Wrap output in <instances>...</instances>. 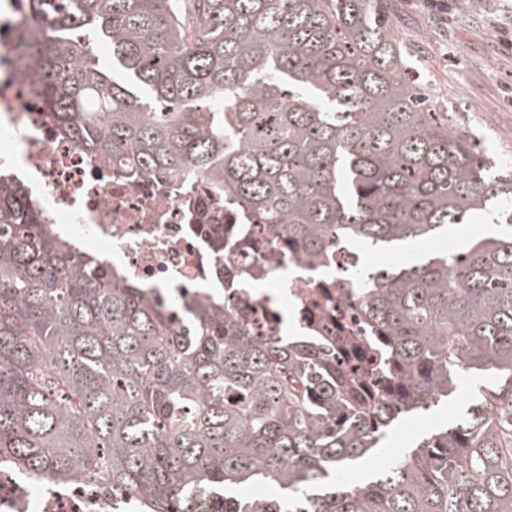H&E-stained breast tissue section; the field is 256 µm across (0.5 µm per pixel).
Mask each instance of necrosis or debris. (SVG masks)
<instances>
[{
  "mask_svg": "<svg viewBox=\"0 0 512 512\" xmlns=\"http://www.w3.org/2000/svg\"><path fill=\"white\" fill-rule=\"evenodd\" d=\"M33 22L23 0H0V181L25 189L48 232L140 285L174 323L206 306L262 338L300 339L349 369L384 370L385 348L361 310L354 248L337 252L325 273L288 249H242L237 264L264 275L265 287H244L231 274L212 279L216 258L198 229L202 196L180 180L124 176L59 132L37 65L20 47ZM100 485L95 476L46 481L0 454V512H112Z\"/></svg>",
  "mask_w": 512,
  "mask_h": 512,
  "instance_id": "4bbe7bcc",
  "label": "necrosis or debris"
}]
</instances>
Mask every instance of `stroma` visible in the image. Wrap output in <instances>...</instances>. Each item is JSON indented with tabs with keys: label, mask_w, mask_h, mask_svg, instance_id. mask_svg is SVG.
<instances>
[{
	"label": "stroma",
	"mask_w": 512,
	"mask_h": 512,
	"mask_svg": "<svg viewBox=\"0 0 512 512\" xmlns=\"http://www.w3.org/2000/svg\"><path fill=\"white\" fill-rule=\"evenodd\" d=\"M388 7L421 91L438 99L455 125L469 128L498 166L512 168V0H448L444 14L429 0H389ZM486 382L483 375L463 376L448 401L395 421L381 448L347 481H364L454 422Z\"/></svg>",
	"instance_id": "1"
}]
</instances>
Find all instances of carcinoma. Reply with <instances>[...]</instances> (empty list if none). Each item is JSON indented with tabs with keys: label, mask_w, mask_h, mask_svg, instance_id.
Wrapping results in <instances>:
<instances>
[{
	"label": "carcinoma",
	"mask_w": 512,
	"mask_h": 512,
	"mask_svg": "<svg viewBox=\"0 0 512 512\" xmlns=\"http://www.w3.org/2000/svg\"><path fill=\"white\" fill-rule=\"evenodd\" d=\"M25 46L60 130L131 174L200 180L260 231L203 214L219 256L288 246L325 267L495 233L361 273L392 394L299 341L209 308L181 327L48 233L0 184V452L48 479L102 471L149 512H512V175L411 83L384 0H28ZM107 41L102 66L92 41ZM495 382L360 484L340 479L400 415ZM275 495H241L249 484Z\"/></svg>",
	"instance_id": "obj_1"
}]
</instances>
